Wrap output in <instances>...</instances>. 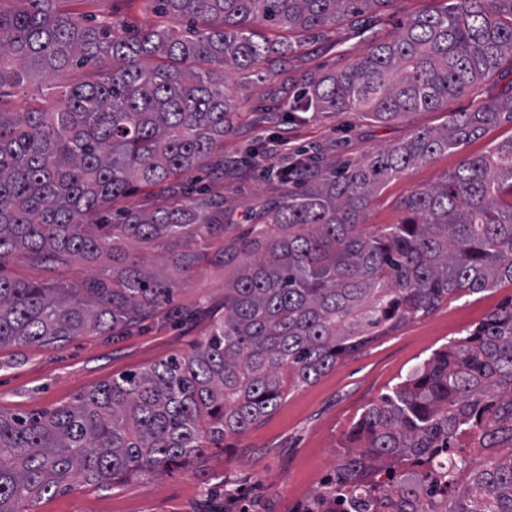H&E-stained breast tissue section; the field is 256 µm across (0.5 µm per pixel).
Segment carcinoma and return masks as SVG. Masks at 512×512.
Segmentation results:
<instances>
[{
	"instance_id": "obj_1",
	"label": "carcinoma",
	"mask_w": 512,
	"mask_h": 512,
	"mask_svg": "<svg viewBox=\"0 0 512 512\" xmlns=\"http://www.w3.org/2000/svg\"><path fill=\"white\" fill-rule=\"evenodd\" d=\"M59 2L0 0V347L113 335L161 313L191 319L169 308L173 283L141 245L165 249L187 279L209 256L233 277L224 314L189 354L115 375L75 405L0 409V512H35L78 478L109 487L196 465L385 331L455 293L512 282V137L400 200L399 223L363 227L388 180L512 123V81L342 169L292 159L280 177L293 188L240 237L224 238L212 196L176 182L224 144L240 109L226 70L247 72L392 0H155L189 25L123 35ZM263 24L288 37L271 40ZM66 70L76 79L54 104L12 111L34 73ZM496 72L512 74V0H447L309 81L294 111L389 120ZM137 184L167 185L163 203L93 221ZM206 238L210 254L178 250ZM16 251L35 267L106 253L112 273L76 285L1 274ZM304 512H512V301L363 411Z\"/></svg>"
}]
</instances>
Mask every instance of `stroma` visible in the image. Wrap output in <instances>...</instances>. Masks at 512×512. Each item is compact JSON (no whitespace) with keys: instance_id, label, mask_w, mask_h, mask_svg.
Wrapping results in <instances>:
<instances>
[{"instance_id":"stroma-1","label":"stroma","mask_w":512,"mask_h":512,"mask_svg":"<svg viewBox=\"0 0 512 512\" xmlns=\"http://www.w3.org/2000/svg\"><path fill=\"white\" fill-rule=\"evenodd\" d=\"M441 0H394L368 26L337 25L327 34L307 39L293 54L268 58L259 78L224 79L225 91L241 109L224 148L202 170L182 176L180 185L207 189L222 202L228 235L238 236L251 224L253 211L280 200L281 181L266 177L273 137L289 140L290 152H319L324 162L344 163L376 154L407 139L414 131L444 124L449 113L475 108L496 97V78L449 99L446 108L411 112L378 122L360 112L289 116L279 100L287 84L301 86L320 74L346 67L369 51L373 41L388 37L399 23L441 7ZM63 9L84 21L110 18L115 30L152 24L181 26L162 16L147 0H64ZM512 135L501 125L470 143L465 152L437 156L392 179L366 212L365 222L378 228L398 222L400 199L437 183L458 167L464 155L484 153ZM258 150L255 163L246 150ZM112 259L80 260L65 268H34L22 254L4 265L6 275L45 282L77 284L110 270ZM223 267L202 261L195 274L175 291L176 304L198 309L191 321L173 323L160 317L138 324L119 336H77L51 347L7 346L0 349V409L40 412L74 404L82 393L112 376L182 356L208 334L213 314L224 304ZM512 300V283L480 293L460 292L428 316L408 321L363 346L315 382L294 388L278 408L246 432L229 437L224 451L211 452L207 471L220 486L208 494L194 470L134 477L109 488L75 482L71 491L40 502L36 512H301L307 500L329 479L339 456L338 444L360 413L420 365L438 348L462 337L501 305Z\"/></svg>"}]
</instances>
